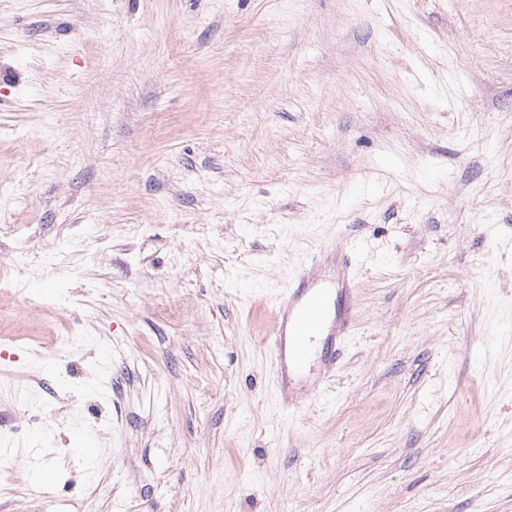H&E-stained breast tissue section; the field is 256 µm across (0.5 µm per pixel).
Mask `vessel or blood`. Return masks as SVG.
I'll list each match as a JSON object with an SVG mask.
<instances>
[{"label":"vessel or blood","mask_w":512,"mask_h":512,"mask_svg":"<svg viewBox=\"0 0 512 512\" xmlns=\"http://www.w3.org/2000/svg\"><path fill=\"white\" fill-rule=\"evenodd\" d=\"M328 260V251H318L309 270L295 274L276 300L270 371L277 401L288 413L302 404L296 384L309 369H316L321 379L335 369L354 323V265L349 255H342L333 272L325 275L321 269Z\"/></svg>","instance_id":"1"}]
</instances>
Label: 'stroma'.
<instances>
[{
  "label": "stroma",
  "instance_id": "stroma-1",
  "mask_svg": "<svg viewBox=\"0 0 512 512\" xmlns=\"http://www.w3.org/2000/svg\"><path fill=\"white\" fill-rule=\"evenodd\" d=\"M1 261L0 512H512V0H0ZM329 254L319 250L310 269L295 274L276 300L278 313L269 338L270 371L278 404L288 414L301 407L296 384L312 364L317 365V390L335 369L354 323L356 274L348 253L342 254L328 276L315 274L327 266Z\"/></svg>",
  "mask_w": 512,
  "mask_h": 512
}]
</instances>
